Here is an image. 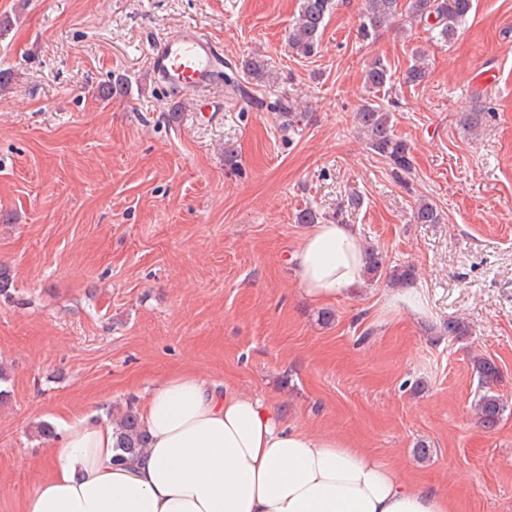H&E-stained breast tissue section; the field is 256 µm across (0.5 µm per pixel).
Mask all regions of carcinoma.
I'll return each instance as SVG.
<instances>
[{"instance_id":"cac0c4a2","label":"carcinoma","mask_w":512,"mask_h":512,"mask_svg":"<svg viewBox=\"0 0 512 512\" xmlns=\"http://www.w3.org/2000/svg\"><path fill=\"white\" fill-rule=\"evenodd\" d=\"M474 0H364V11L357 35L366 40L376 31L389 27L403 15L412 20L425 22L433 32L432 39L445 45L451 43L467 22ZM339 0H301L300 11L288 36V49L298 55H314L326 25ZM391 81L389 69L378 60L364 74V83L370 90L380 91ZM279 111L286 118V130L291 131L307 119L298 111L293 99L284 95L278 100ZM358 125L363 132L369 150L385 159L395 174L410 175L414 171L411 146L399 137L391 120V114L375 101H367L357 112ZM441 215L429 201L421 200L412 211L415 224H438ZM475 370L485 388L476 401L475 411L479 422L486 429L494 428L507 411L499 395L491 391L490 384L498 379L500 370L494 361L481 357L475 361ZM122 450L133 455L146 447L139 413L127 407L120 423Z\"/></svg>"}]
</instances>
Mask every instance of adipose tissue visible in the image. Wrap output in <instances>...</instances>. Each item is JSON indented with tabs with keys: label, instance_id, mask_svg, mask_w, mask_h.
<instances>
[{
	"label": "adipose tissue",
	"instance_id": "ef3b65f1",
	"mask_svg": "<svg viewBox=\"0 0 512 512\" xmlns=\"http://www.w3.org/2000/svg\"><path fill=\"white\" fill-rule=\"evenodd\" d=\"M290 262L306 297L325 303L355 292L365 254L350 225L318 224ZM139 414L148 446L130 460L108 418L61 420L20 512H455L347 437L285 427L263 401L191 370L154 381Z\"/></svg>",
	"mask_w": 512,
	"mask_h": 512
}]
</instances>
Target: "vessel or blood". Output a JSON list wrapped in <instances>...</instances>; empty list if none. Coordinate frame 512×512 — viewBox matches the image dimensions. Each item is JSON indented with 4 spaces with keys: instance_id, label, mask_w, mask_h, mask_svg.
<instances>
[{
    "instance_id": "obj_1",
    "label": "vessel or blood",
    "mask_w": 512,
    "mask_h": 512,
    "mask_svg": "<svg viewBox=\"0 0 512 512\" xmlns=\"http://www.w3.org/2000/svg\"><path fill=\"white\" fill-rule=\"evenodd\" d=\"M149 64L158 84L176 87L182 94L198 97L214 81V45L195 27L184 26L153 43Z\"/></svg>"
}]
</instances>
